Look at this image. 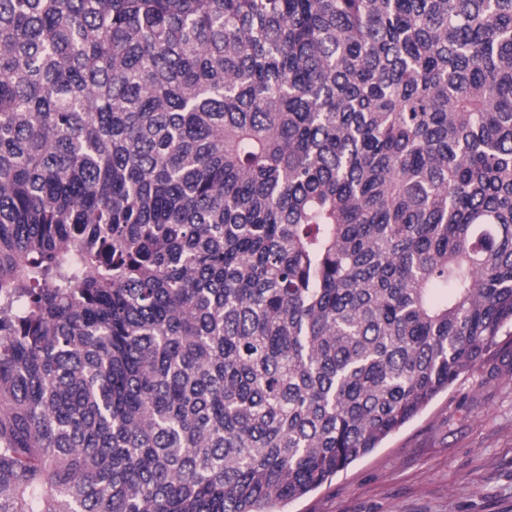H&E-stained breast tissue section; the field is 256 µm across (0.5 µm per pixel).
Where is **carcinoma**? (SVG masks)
Wrapping results in <instances>:
<instances>
[{
	"mask_svg": "<svg viewBox=\"0 0 512 512\" xmlns=\"http://www.w3.org/2000/svg\"><path fill=\"white\" fill-rule=\"evenodd\" d=\"M512 327V0H0V512H275Z\"/></svg>",
	"mask_w": 512,
	"mask_h": 512,
	"instance_id": "obj_1",
	"label": "carcinoma"
}]
</instances>
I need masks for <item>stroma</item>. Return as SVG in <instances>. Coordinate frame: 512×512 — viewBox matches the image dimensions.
I'll use <instances>...</instances> for the list:
<instances>
[{
  "label": "stroma",
  "mask_w": 512,
  "mask_h": 512,
  "mask_svg": "<svg viewBox=\"0 0 512 512\" xmlns=\"http://www.w3.org/2000/svg\"><path fill=\"white\" fill-rule=\"evenodd\" d=\"M280 512H512V335L379 448Z\"/></svg>",
  "instance_id": "stroma-1"
}]
</instances>
